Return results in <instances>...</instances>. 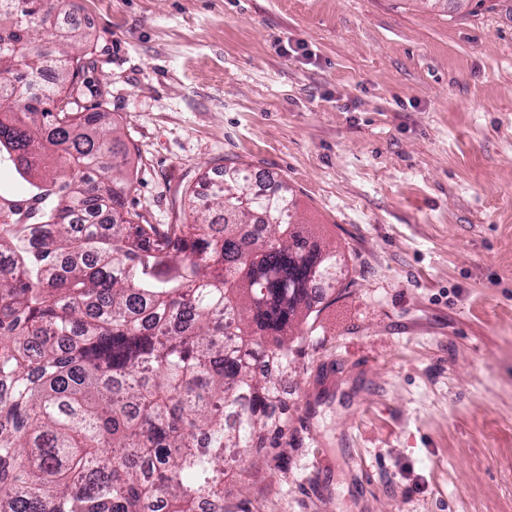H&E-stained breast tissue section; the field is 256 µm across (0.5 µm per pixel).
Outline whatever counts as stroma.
I'll list each match as a JSON object with an SVG mask.
<instances>
[{
	"mask_svg": "<svg viewBox=\"0 0 512 512\" xmlns=\"http://www.w3.org/2000/svg\"><path fill=\"white\" fill-rule=\"evenodd\" d=\"M144 224L229 164L288 183L346 287L242 512H512V0H67ZM316 470H309L312 460Z\"/></svg>",
	"mask_w": 512,
	"mask_h": 512,
	"instance_id": "1",
	"label": "stroma"
}]
</instances>
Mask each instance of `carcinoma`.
Here are the masks:
<instances>
[{
	"mask_svg": "<svg viewBox=\"0 0 512 512\" xmlns=\"http://www.w3.org/2000/svg\"><path fill=\"white\" fill-rule=\"evenodd\" d=\"M64 14L0 0V163L27 185L0 189V512H199L283 446L294 328L342 266L233 165L192 222L139 223L110 114L56 109L85 69Z\"/></svg>",
	"mask_w": 512,
	"mask_h": 512,
	"instance_id": "cac0c4a2",
	"label": "carcinoma"
}]
</instances>
